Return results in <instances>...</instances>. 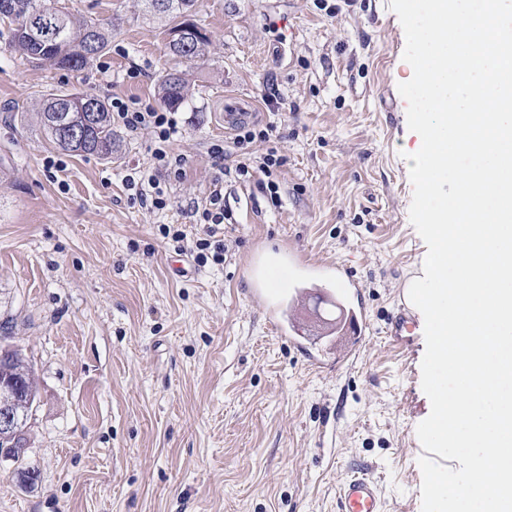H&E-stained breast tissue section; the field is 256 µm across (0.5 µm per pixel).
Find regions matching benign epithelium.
<instances>
[{
	"label": "benign epithelium",
	"instance_id": "7a95c632",
	"mask_svg": "<svg viewBox=\"0 0 512 512\" xmlns=\"http://www.w3.org/2000/svg\"><path fill=\"white\" fill-rule=\"evenodd\" d=\"M36 399L34 377H28L20 390L15 381L0 377V460H17L27 451L21 442L29 428L32 406Z\"/></svg>",
	"mask_w": 512,
	"mask_h": 512
}]
</instances>
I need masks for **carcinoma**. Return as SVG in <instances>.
<instances>
[{"instance_id": "1", "label": "carcinoma", "mask_w": 512, "mask_h": 512, "mask_svg": "<svg viewBox=\"0 0 512 512\" xmlns=\"http://www.w3.org/2000/svg\"><path fill=\"white\" fill-rule=\"evenodd\" d=\"M168 8L158 13L165 19L166 47L180 64L192 63L208 53L210 37L198 24L186 26V17L195 12L196 0H166ZM0 20L9 27L10 44L32 64L49 65L56 69L81 71L101 56L109 43L111 30L98 19L75 15L67 7L47 0H0ZM186 72L173 67L159 78L161 100L171 109L181 107L186 100ZM57 102L70 108L67 117L79 123L85 105H93L96 122L87 127L82 140H63L51 111ZM40 124L50 143L78 154L112 158L115 147L112 119L105 99L85 92H55L48 94L39 112Z\"/></svg>"}]
</instances>
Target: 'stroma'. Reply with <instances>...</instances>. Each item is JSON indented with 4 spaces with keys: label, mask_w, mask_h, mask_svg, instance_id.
Wrapping results in <instances>:
<instances>
[{
    "label": "stroma",
    "mask_w": 512,
    "mask_h": 512,
    "mask_svg": "<svg viewBox=\"0 0 512 512\" xmlns=\"http://www.w3.org/2000/svg\"><path fill=\"white\" fill-rule=\"evenodd\" d=\"M65 2L112 25L89 68L34 67L0 36V323L38 389L37 479L22 485L0 462V512H334L354 468L378 480L387 512H421L424 331L405 348L384 334L423 252L398 91L413 70L390 0H198L211 44L188 69L171 144L186 162L162 210L132 203L124 183L153 168L150 134L118 126L111 158L77 155L50 145L35 114L44 93L72 87L162 107L174 64L162 24L141 0ZM235 97L275 127L280 206L262 173L238 179L230 159L220 174L208 154ZM218 182L233 213L217 233L224 262L201 266L197 213ZM292 253L360 283L372 331L356 356L327 333L345 311L311 286L295 316L320 366L272 330L250 270L287 282Z\"/></svg>",
    "instance_id": "obj_1"
}]
</instances>
